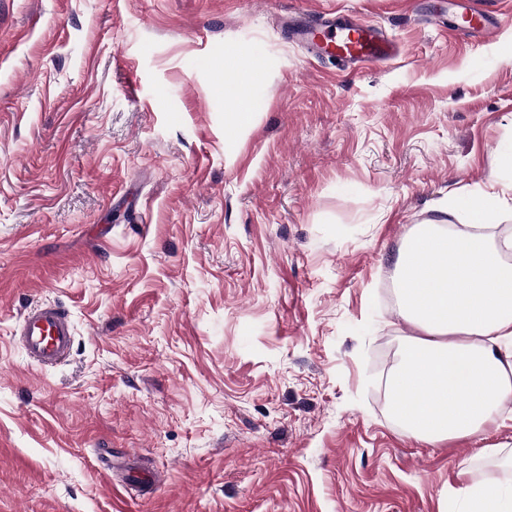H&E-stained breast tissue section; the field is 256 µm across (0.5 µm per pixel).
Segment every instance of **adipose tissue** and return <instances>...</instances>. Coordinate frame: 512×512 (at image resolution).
Returning <instances> with one entry per match:
<instances>
[{"mask_svg": "<svg viewBox=\"0 0 512 512\" xmlns=\"http://www.w3.org/2000/svg\"><path fill=\"white\" fill-rule=\"evenodd\" d=\"M506 171L511 144L485 191L448 206L466 216L469 229L415 225L395 259L399 313L417 334L388 379V409L410 437L430 445L482 433L494 410L512 400V236L492 233L512 210ZM459 493L462 512H512V488L468 484Z\"/></svg>", "mask_w": 512, "mask_h": 512, "instance_id": "1", "label": "adipose tissue"}]
</instances>
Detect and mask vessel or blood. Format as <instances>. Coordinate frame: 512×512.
<instances>
[{
	"instance_id": "1",
	"label": "vessel or blood",
	"mask_w": 512,
	"mask_h": 512,
	"mask_svg": "<svg viewBox=\"0 0 512 512\" xmlns=\"http://www.w3.org/2000/svg\"><path fill=\"white\" fill-rule=\"evenodd\" d=\"M289 39L311 53L332 55L350 65L381 61L392 56V37L372 23L336 21L323 10L304 11L286 20ZM74 325L67 310L53 302H42L22 316L19 336L29 359L49 369L62 363L74 343Z\"/></svg>"
}]
</instances>
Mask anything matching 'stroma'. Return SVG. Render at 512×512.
<instances>
[{
	"label": "stroma",
	"mask_w": 512,
	"mask_h": 512,
	"mask_svg": "<svg viewBox=\"0 0 512 512\" xmlns=\"http://www.w3.org/2000/svg\"><path fill=\"white\" fill-rule=\"evenodd\" d=\"M0 0V512H458L512 484V402L435 446L380 399L411 326L382 300L410 228L512 143V0ZM398 42L353 71L278 24ZM263 71L249 126L214 90ZM68 361L31 363L30 305ZM243 60L238 65L237 69L241 72V77L239 83H235L232 81L233 70L224 65V84L230 85L233 82V89L230 93H228L225 89L223 90L222 85L218 82L215 83L216 91L220 95H224L226 99H238L243 101L245 99H249L252 95L255 84L259 78V69L257 66L256 59L248 52L242 49L241 51ZM69 312L54 302H41L22 316L19 336L29 359L43 369L62 363L74 343Z\"/></svg>",
	"instance_id": "1"
}]
</instances>
